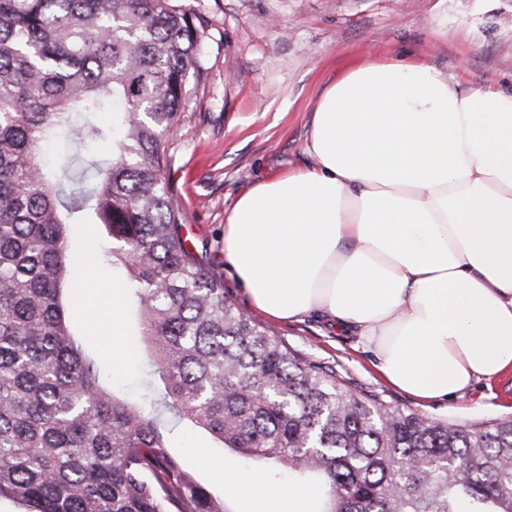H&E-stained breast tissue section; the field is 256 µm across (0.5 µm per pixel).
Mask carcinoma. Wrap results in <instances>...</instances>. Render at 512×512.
<instances>
[{
    "label": "carcinoma",
    "instance_id": "obj_1",
    "mask_svg": "<svg viewBox=\"0 0 512 512\" xmlns=\"http://www.w3.org/2000/svg\"><path fill=\"white\" fill-rule=\"evenodd\" d=\"M200 17L171 0H0V500L25 512H238L175 455L168 414L309 512H512V416L449 422L365 392L240 311L186 245L167 137L199 69ZM112 113V127L98 115ZM112 164L61 204L48 147L73 115ZM121 269L160 391L123 398L66 317L87 254Z\"/></svg>",
    "mask_w": 512,
    "mask_h": 512
}]
</instances>
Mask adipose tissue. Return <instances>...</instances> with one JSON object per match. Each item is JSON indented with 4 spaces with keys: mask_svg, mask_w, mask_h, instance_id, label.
Wrapping results in <instances>:
<instances>
[{
    "mask_svg": "<svg viewBox=\"0 0 512 512\" xmlns=\"http://www.w3.org/2000/svg\"><path fill=\"white\" fill-rule=\"evenodd\" d=\"M306 153L226 218L224 258L254 309L320 311L424 402L511 370L512 91L370 54L323 89ZM223 479L259 512H308L303 488Z\"/></svg>",
    "mask_w": 512,
    "mask_h": 512,
    "instance_id": "ef3b65f1",
    "label": "adipose tissue"
}]
</instances>
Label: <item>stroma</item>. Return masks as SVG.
<instances>
[{
    "instance_id": "35a3bbf8",
    "label": "stroma",
    "mask_w": 512,
    "mask_h": 512,
    "mask_svg": "<svg viewBox=\"0 0 512 512\" xmlns=\"http://www.w3.org/2000/svg\"><path fill=\"white\" fill-rule=\"evenodd\" d=\"M204 18L201 69L191 75V99L169 138L173 157L167 177L184 212L183 235L224 276V286L245 313L253 307L224 260L225 218L253 183L305 165V147L325 84L369 53H414L463 83L512 88V0H180ZM69 159L67 189L92 182L97 154L61 141ZM74 322L83 344L112 376L116 387L143 391L148 383L136 351L139 338L122 281L111 270L85 271L77 288ZM294 348L335 366L359 387L429 416L481 421L512 414V371L476 382L463 396L420 401L389 385L373 354L354 337L336 334L323 317L270 321ZM172 447L213 491L237 458L213 438L178 426Z\"/></svg>"
}]
</instances>
